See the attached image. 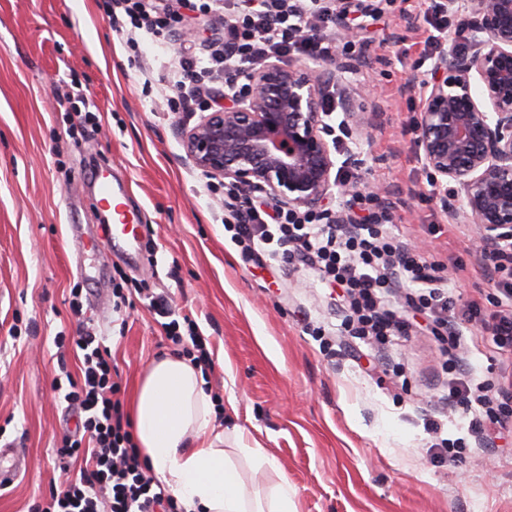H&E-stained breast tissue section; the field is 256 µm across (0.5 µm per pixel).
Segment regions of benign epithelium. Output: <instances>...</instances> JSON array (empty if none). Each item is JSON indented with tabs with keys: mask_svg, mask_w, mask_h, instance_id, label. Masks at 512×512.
Listing matches in <instances>:
<instances>
[{
	"mask_svg": "<svg viewBox=\"0 0 512 512\" xmlns=\"http://www.w3.org/2000/svg\"><path fill=\"white\" fill-rule=\"evenodd\" d=\"M476 17L473 50H441L421 96L419 159L455 224H470L480 249L512 256V0H448ZM352 69L262 62L222 110L179 128L185 157L211 179L258 189L290 209L323 210L326 199L372 190L339 179L337 155L356 157L378 113L339 94L343 137L331 141L323 101Z\"/></svg>",
	"mask_w": 512,
	"mask_h": 512,
	"instance_id": "obj_1",
	"label": "benign epithelium"
}]
</instances>
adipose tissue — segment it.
Returning a JSON list of instances; mask_svg holds the SVG:
<instances>
[{"instance_id": "obj_1", "label": "adipose tissue", "mask_w": 512, "mask_h": 512, "mask_svg": "<svg viewBox=\"0 0 512 512\" xmlns=\"http://www.w3.org/2000/svg\"><path fill=\"white\" fill-rule=\"evenodd\" d=\"M134 438L142 460L175 496L181 512H298L296 493L246 430L218 429L200 368L180 355L152 361L135 395ZM276 477L267 496L250 491L239 461Z\"/></svg>"}]
</instances>
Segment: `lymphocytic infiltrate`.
<instances>
[{
    "label": "lymphocytic infiltrate",
    "instance_id": "obj_1",
    "mask_svg": "<svg viewBox=\"0 0 512 512\" xmlns=\"http://www.w3.org/2000/svg\"><path fill=\"white\" fill-rule=\"evenodd\" d=\"M186 4L187 0H106L105 6L115 30L131 27L164 43L182 24L181 9ZM430 9L427 46H438L451 30L467 38L470 21L444 0H434ZM310 20L316 31L307 35L303 27ZM335 27V0H232L224 39L202 52L184 44L174 69L161 77V89L169 94L171 110L189 112L219 103L217 85L239 81L263 60L326 59L335 57L340 48L362 52L361 38L337 45ZM349 202L360 205L363 217L333 224L320 214L269 208L229 188L224 192L229 215L225 229L248 259L279 255L289 265L311 267L328 286L343 288L350 335L379 342L409 335L411 323L403 308L383 302L385 296L401 292L407 307L428 313L441 335L447 336L449 352L461 349L466 325L477 321L499 354L512 359V282H501V299L489 315L473 305L457 311L443 277L444 263L405 249L388 233L393 221L389 207L362 193L351 195ZM153 306L165 320L168 338L183 346L191 363L204 371L211 369L212 358L197 323L190 320L182 325L172 319L165 298H155ZM55 342L70 344L83 358L79 378L69 379L64 395L83 416L58 448L60 455L80 460L81 466L38 512H177L173 495L150 475L132 441L130 423L115 398L118 386L107 350L84 330L70 338L57 335ZM448 400L463 408L472 402L483 407L487 430H494L499 422L487 388L471 385L466 366H459L449 380Z\"/></svg>",
    "mask_w": 512,
    "mask_h": 512
}]
</instances>
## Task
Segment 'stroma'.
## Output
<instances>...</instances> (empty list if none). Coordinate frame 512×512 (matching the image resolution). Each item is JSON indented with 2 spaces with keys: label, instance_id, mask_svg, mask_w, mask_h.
Instances as JSON below:
<instances>
[{
  "label": "stroma",
  "instance_id": "obj_1",
  "mask_svg": "<svg viewBox=\"0 0 512 512\" xmlns=\"http://www.w3.org/2000/svg\"><path fill=\"white\" fill-rule=\"evenodd\" d=\"M104 0H0V427L25 467L0 495V512H33L59 485L55 455L76 413L63 399L81 363L53 343L78 324L112 356L121 401L150 362L179 353L152 297L195 320L213 368L205 379L223 405L216 427H246L278 461L300 512H512V400L499 438L474 437L471 413L448 408L451 362L430 330L379 347L347 335L345 305L310 268L243 258L224 230V188L185 160L178 128L157 94L179 42H136L115 32ZM427 25L415 0H398L369 25V48L347 85L379 125L349 168L378 187L395 214L390 231L427 244L431 260L457 257L449 292L490 310L474 230L450 224L438 198L422 199L427 171L411 127L430 70ZM98 131L80 138L77 115ZM123 178L141 210L144 257L112 246L91 182ZM84 229L76 247L69 225ZM91 275L79 279L78 267ZM128 300L113 310L114 283ZM82 284L83 320L70 310ZM477 381L502 387L496 349L470 326L463 351ZM463 439L443 463L436 443Z\"/></svg>",
  "mask_w": 512,
  "mask_h": 512
}]
</instances>
